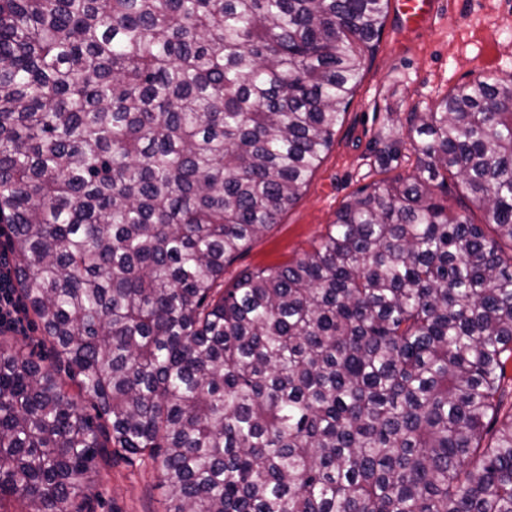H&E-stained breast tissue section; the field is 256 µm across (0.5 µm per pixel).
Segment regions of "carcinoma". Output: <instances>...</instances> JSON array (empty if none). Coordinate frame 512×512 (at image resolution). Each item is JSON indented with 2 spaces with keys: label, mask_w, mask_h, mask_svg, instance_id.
<instances>
[{
  "label": "carcinoma",
  "mask_w": 512,
  "mask_h": 512,
  "mask_svg": "<svg viewBox=\"0 0 512 512\" xmlns=\"http://www.w3.org/2000/svg\"><path fill=\"white\" fill-rule=\"evenodd\" d=\"M388 5L0 0V224L77 387L0 339V508L84 512L105 418L165 512H512V75L415 115V174L224 287ZM450 176L484 223L435 198Z\"/></svg>",
  "instance_id": "carcinoma-1"
}]
</instances>
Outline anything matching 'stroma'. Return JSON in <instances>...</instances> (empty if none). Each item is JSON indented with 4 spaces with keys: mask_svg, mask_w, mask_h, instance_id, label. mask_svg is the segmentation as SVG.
I'll use <instances>...</instances> for the list:
<instances>
[{
    "mask_svg": "<svg viewBox=\"0 0 512 512\" xmlns=\"http://www.w3.org/2000/svg\"><path fill=\"white\" fill-rule=\"evenodd\" d=\"M499 0H439L432 23L404 31L388 12L367 55L345 115L299 200L278 224L253 240L224 271L232 283L244 268L285 265L326 234L341 206L359 188L414 173L418 153L409 128L450 89L476 76L512 73V13ZM167 491L149 464L120 457L101 463L87 512H164Z\"/></svg>",
    "mask_w": 512,
    "mask_h": 512,
    "instance_id": "1",
    "label": "stroma"
}]
</instances>
